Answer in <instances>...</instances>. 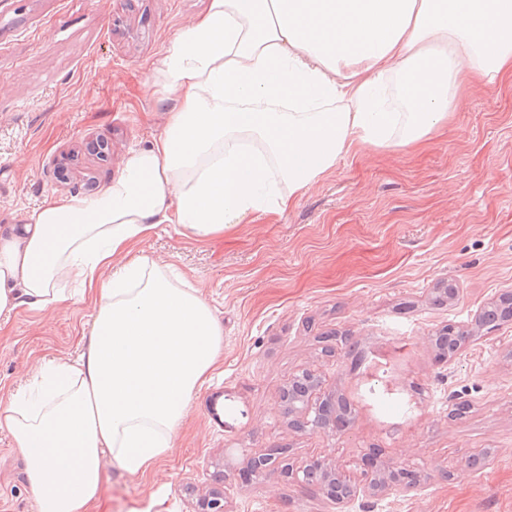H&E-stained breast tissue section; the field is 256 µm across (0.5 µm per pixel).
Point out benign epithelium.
I'll return each instance as SVG.
<instances>
[{"label": "benign epithelium", "mask_w": 512, "mask_h": 512, "mask_svg": "<svg viewBox=\"0 0 512 512\" xmlns=\"http://www.w3.org/2000/svg\"><path fill=\"white\" fill-rule=\"evenodd\" d=\"M319 382L316 371L306 369L295 376L288 389L284 391L283 401L286 402L285 413L288 415V425L300 432L314 430L316 428L329 431H339L341 427L336 425L335 405L328 401L312 404V392ZM286 449L275 448L269 453L260 454L248 459L245 468L240 474L232 472L224 473V480H233L240 477L246 484H252L266 475L269 471L277 470L280 475L290 481H315L325 491L328 500L343 509L352 500L359 497H377L390 494L395 491H409L429 476L395 466L384 469L375 464L362 461V478L357 483H346L345 492L336 494V485L333 479L338 476L335 466L323 459H315L303 469H298L285 462ZM197 512H226V500L223 490L212 488L209 493L199 500Z\"/></svg>", "instance_id": "1"}]
</instances>
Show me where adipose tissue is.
Wrapping results in <instances>:
<instances>
[{
	"label": "adipose tissue",
	"instance_id": "adipose-tissue-1",
	"mask_svg": "<svg viewBox=\"0 0 512 512\" xmlns=\"http://www.w3.org/2000/svg\"><path fill=\"white\" fill-rule=\"evenodd\" d=\"M511 70L512 0H210L164 59L178 105L153 143L100 195L0 232V319L56 307L69 281L96 292L80 354L0 405L39 512H87L105 457L135 476L169 454L221 353L208 303L135 242L284 212L340 157L418 144Z\"/></svg>",
	"mask_w": 512,
	"mask_h": 512
}]
</instances>
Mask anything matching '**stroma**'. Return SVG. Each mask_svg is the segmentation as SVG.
I'll return each instance as SVG.
<instances>
[{"label": "stroma", "instance_id": "35a3bbf8", "mask_svg": "<svg viewBox=\"0 0 512 512\" xmlns=\"http://www.w3.org/2000/svg\"><path fill=\"white\" fill-rule=\"evenodd\" d=\"M209 2L0 0L1 230L48 196L106 189L152 142L174 104L161 62ZM136 249L199 290L224 349L175 448L136 477L106 463L90 512H193L216 471L275 447L350 479L372 450L429 476L345 512H512V323L473 331L444 363L430 341L512 290V72L418 147L343 156L283 214L204 241L162 224ZM451 284L455 300L438 303ZM93 314L87 297L0 321V399L44 362L74 359ZM305 368L350 407L345 430L289 428L281 396ZM225 497L228 512H336L317 485L276 474ZM0 512H38L3 430Z\"/></svg>", "mask_w": 512, "mask_h": 512}]
</instances>
